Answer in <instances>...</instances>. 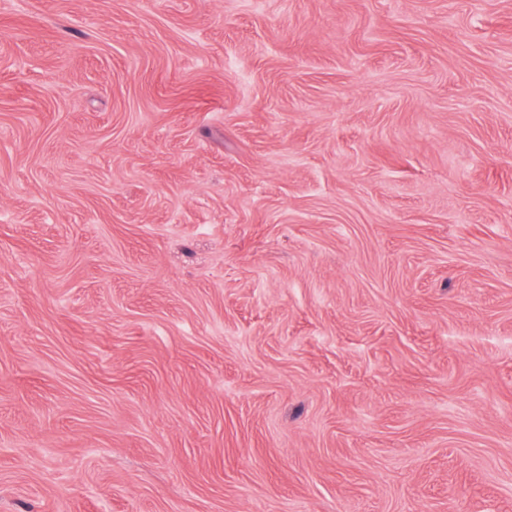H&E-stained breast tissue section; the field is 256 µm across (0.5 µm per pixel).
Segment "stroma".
<instances>
[{
    "instance_id": "obj_1",
    "label": "stroma",
    "mask_w": 512,
    "mask_h": 512,
    "mask_svg": "<svg viewBox=\"0 0 512 512\" xmlns=\"http://www.w3.org/2000/svg\"><path fill=\"white\" fill-rule=\"evenodd\" d=\"M0 512H512V0H0Z\"/></svg>"
}]
</instances>
